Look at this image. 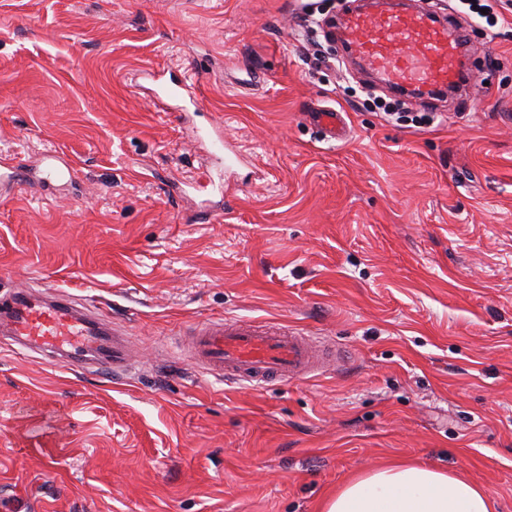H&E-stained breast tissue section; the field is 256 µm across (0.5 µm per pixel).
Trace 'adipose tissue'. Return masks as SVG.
<instances>
[{
  "label": "adipose tissue",
  "instance_id": "obj_1",
  "mask_svg": "<svg viewBox=\"0 0 512 512\" xmlns=\"http://www.w3.org/2000/svg\"><path fill=\"white\" fill-rule=\"evenodd\" d=\"M488 493L415 463L376 467L340 486L323 512H490Z\"/></svg>",
  "mask_w": 512,
  "mask_h": 512
}]
</instances>
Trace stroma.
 Wrapping results in <instances>:
<instances>
[{
    "instance_id": "35a3bbf8",
    "label": "stroma",
    "mask_w": 512,
    "mask_h": 512,
    "mask_svg": "<svg viewBox=\"0 0 512 512\" xmlns=\"http://www.w3.org/2000/svg\"><path fill=\"white\" fill-rule=\"evenodd\" d=\"M360 2L0 0V297L54 288L133 344L118 375L0 344V512H321L407 461L512 512V0H428L475 82L401 120L300 38ZM329 108L345 139L309 120ZM215 129L243 162L212 160ZM53 150L73 177L45 184ZM220 318L326 363L216 379L186 345Z\"/></svg>"
}]
</instances>
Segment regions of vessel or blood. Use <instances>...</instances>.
Instances as JSON below:
<instances>
[{
	"label": "vessel or blood",
	"instance_id": "1",
	"mask_svg": "<svg viewBox=\"0 0 512 512\" xmlns=\"http://www.w3.org/2000/svg\"><path fill=\"white\" fill-rule=\"evenodd\" d=\"M336 38L345 57L357 59L395 92L412 90L428 100L470 82L461 62V35L422 0H383L375 8L351 12L339 22ZM0 334L41 351L68 350V363L76 368L88 350L101 353L112 371L129 364L127 333L60 293L10 292L0 301ZM189 354L215 376L256 383L302 378L319 366L315 347L305 337L226 318L197 326Z\"/></svg>",
	"mask_w": 512,
	"mask_h": 512
}]
</instances>
